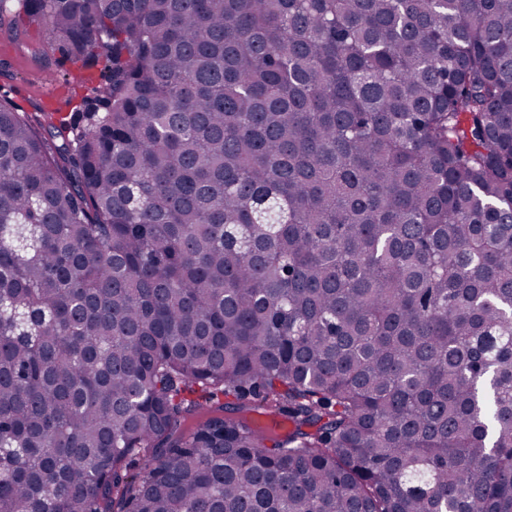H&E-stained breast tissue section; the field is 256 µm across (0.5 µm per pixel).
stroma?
<instances>
[{
	"label": "stroma",
	"mask_w": 512,
	"mask_h": 512,
	"mask_svg": "<svg viewBox=\"0 0 512 512\" xmlns=\"http://www.w3.org/2000/svg\"><path fill=\"white\" fill-rule=\"evenodd\" d=\"M24 44L0 32V101L42 123L74 126L94 106L105 82L102 67L84 69L53 45L47 28L19 17Z\"/></svg>",
	"instance_id": "35a3bbf8"
}]
</instances>
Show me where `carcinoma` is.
<instances>
[{"instance_id": "obj_1", "label": "carcinoma", "mask_w": 512, "mask_h": 512, "mask_svg": "<svg viewBox=\"0 0 512 512\" xmlns=\"http://www.w3.org/2000/svg\"><path fill=\"white\" fill-rule=\"evenodd\" d=\"M17 6L0 512H512V0ZM18 23L26 32L24 45L14 43L0 32V101L44 124L67 126L72 139L75 135L72 127L95 105L105 83L104 64L84 69L80 62L62 56L42 23L29 22L23 14ZM35 50L46 52L49 61L35 55ZM47 75L53 76L54 83L61 89L56 97H48L51 90L45 85ZM76 80L79 86H75Z\"/></svg>"}]
</instances>
